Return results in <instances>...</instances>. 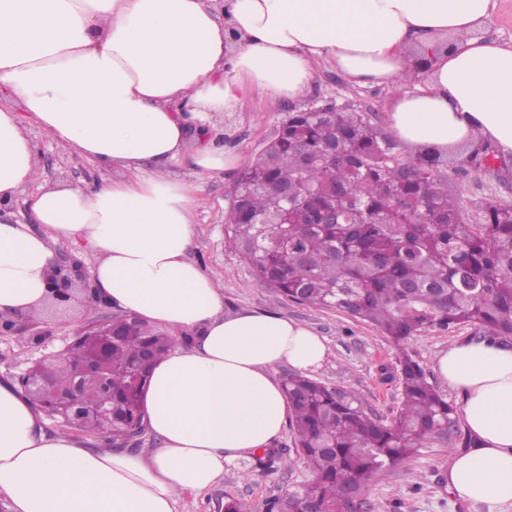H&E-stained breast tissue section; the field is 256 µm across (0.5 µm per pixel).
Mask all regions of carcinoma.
<instances>
[{
	"label": "carcinoma",
	"instance_id": "carcinoma-1",
	"mask_svg": "<svg viewBox=\"0 0 512 512\" xmlns=\"http://www.w3.org/2000/svg\"><path fill=\"white\" fill-rule=\"evenodd\" d=\"M336 147V157L325 154ZM491 150L474 144L448 158L467 166ZM299 185L307 197H283ZM225 243L248 261L259 282L288 300L336 308L379 329L396 346L400 403L382 422L360 394L289 372L283 387L293 407L295 448L311 479L273 498L268 512H303L312 502L338 512L349 492L363 494L375 477L429 441H461L453 409L407 342L430 329L469 327L481 340L512 341V204H478L465 221L448 191L443 158L405 152L365 112L332 106L290 112L276 135L241 173ZM336 202V223L316 213ZM112 421L88 418L86 432L112 444L132 443L126 429L151 372L176 345L167 331L121 314L112 318ZM87 359L81 341L39 370L66 385Z\"/></svg>",
	"mask_w": 512,
	"mask_h": 512
}]
</instances>
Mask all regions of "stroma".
<instances>
[{
    "label": "stroma",
    "instance_id": "stroma-1",
    "mask_svg": "<svg viewBox=\"0 0 512 512\" xmlns=\"http://www.w3.org/2000/svg\"><path fill=\"white\" fill-rule=\"evenodd\" d=\"M404 89L394 85L359 87L350 84L336 70L321 68L307 95L296 102H277L254 96L243 111L226 117L211 134L216 144L253 160L273 137L288 113L318 107L333 101L368 113L373 124L384 126L392 102ZM38 144V162L44 183L66 182L89 186L105 176L98 166L78 154L56 150L40 130H32ZM172 177L193 186L196 199L195 245L190 258L199 263L224 291L225 312L265 311L304 323L325 339L330 354L316 372V379L356 390L368 412L388 421L400 398L394 378L396 351L389 339L368 323L335 309L315 308L291 302L273 289L261 285L251 265L225 244V224L239 170L220 174H198L176 164ZM449 189L457 196L467 218H474L476 205L494 197L512 204V160H496L493 169L482 172L457 166L449 172ZM109 305L78 302L63 315L44 310L16 321L11 335H0V379L18 381L26 370L46 356L58 353L72 341L76 329L117 315ZM474 331L430 330L416 335L407 351L424 366L431 383H438L436 358L448 345L473 340ZM282 455L272 469L256 468L254 461L230 469L225 481L200 492L178 497L175 512H224L225 497L249 504L253 512H264L266 501L294 488L309 478L296 454L291 435L276 443ZM447 445L433 442L398 466L382 472L370 484L365 497L371 512H482L449 491Z\"/></svg>",
    "mask_w": 512,
    "mask_h": 512
}]
</instances>
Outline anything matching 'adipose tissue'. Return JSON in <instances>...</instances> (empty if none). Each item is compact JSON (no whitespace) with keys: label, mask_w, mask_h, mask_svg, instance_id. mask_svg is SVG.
Listing matches in <instances>:
<instances>
[{"label":"adipose tissue","mask_w":512,"mask_h":512,"mask_svg":"<svg viewBox=\"0 0 512 512\" xmlns=\"http://www.w3.org/2000/svg\"><path fill=\"white\" fill-rule=\"evenodd\" d=\"M492 0H0V319L41 309L57 248L95 256L92 301L196 333L153 369L133 460L50 434L14 384L0 383V495L12 512H174L186 492L280 439L291 406L276 375L326 362L325 340L264 311H224L188 251L190 186L169 174L239 166L204 140L254 92L298 100L327 65L358 86L425 81L386 115L409 152L481 139L512 157V41L487 37ZM39 128L53 145L121 174L93 187L42 184ZM33 225L6 207L26 185ZM435 370L462 401L472 448L448 488L512 512V348L456 342Z\"/></svg>","instance_id":"1"}]
</instances>
